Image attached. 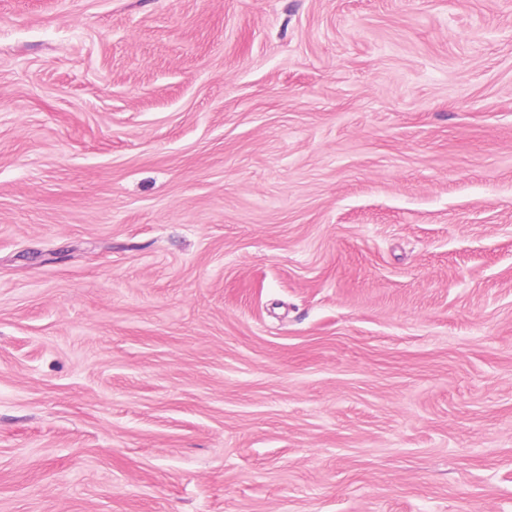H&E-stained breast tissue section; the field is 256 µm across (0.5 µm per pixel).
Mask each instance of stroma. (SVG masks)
Segmentation results:
<instances>
[{
    "instance_id": "35a3bbf8",
    "label": "stroma",
    "mask_w": 512,
    "mask_h": 512,
    "mask_svg": "<svg viewBox=\"0 0 512 512\" xmlns=\"http://www.w3.org/2000/svg\"><path fill=\"white\" fill-rule=\"evenodd\" d=\"M0 512H512V0H0Z\"/></svg>"
}]
</instances>
